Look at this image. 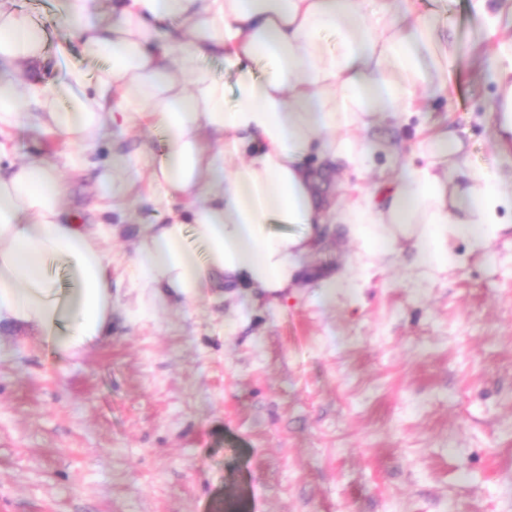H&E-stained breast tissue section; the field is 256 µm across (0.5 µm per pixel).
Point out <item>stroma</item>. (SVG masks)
Wrapping results in <instances>:
<instances>
[{
  "label": "stroma",
  "instance_id": "stroma-1",
  "mask_svg": "<svg viewBox=\"0 0 512 512\" xmlns=\"http://www.w3.org/2000/svg\"><path fill=\"white\" fill-rule=\"evenodd\" d=\"M50 45L43 77L97 74L52 0H23ZM434 15L454 51L448 96L363 130L394 155L339 167L344 200L425 163L418 142L462 130L468 163L512 176L488 111L495 66L512 40V0H407ZM0 133V173L33 153L69 183L87 223L122 224L112 252V325L74 356L0 331V512H512V230L490 254L449 237L457 261L422 274L409 242L362 258L342 225H326L305 268L353 270L355 288L324 300L315 278L279 301L207 289L133 321L120 273L143 224L167 211L149 183L167 145L146 127L108 129L73 146L39 125ZM131 155L136 191L109 213L100 178Z\"/></svg>",
  "mask_w": 512,
  "mask_h": 512
}]
</instances>
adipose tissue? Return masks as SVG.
<instances>
[{"label": "adipose tissue", "mask_w": 512, "mask_h": 512, "mask_svg": "<svg viewBox=\"0 0 512 512\" xmlns=\"http://www.w3.org/2000/svg\"><path fill=\"white\" fill-rule=\"evenodd\" d=\"M55 10L87 58L108 61L98 84L116 99L108 107L82 96L79 68L40 84L45 31L16 0H0V129L36 100L43 124L76 146L110 126L164 134L168 151L150 180L184 208L139 228L126 267L128 288L150 304L191 302L207 288L299 287L300 257L335 222L371 256L412 240L425 270L453 262L449 237L486 253L504 228L498 211L512 209V178L471 169L451 131L426 144L430 165L349 203L324 192L332 164L367 165L355 129L448 92L433 22L398 0H55ZM207 58L233 72L234 104L201 67ZM62 97L70 108L56 106ZM67 193L44 155L0 177V325L73 355L112 323L106 243L122 228L81 223Z\"/></svg>", "instance_id": "ef3b65f1"}]
</instances>
